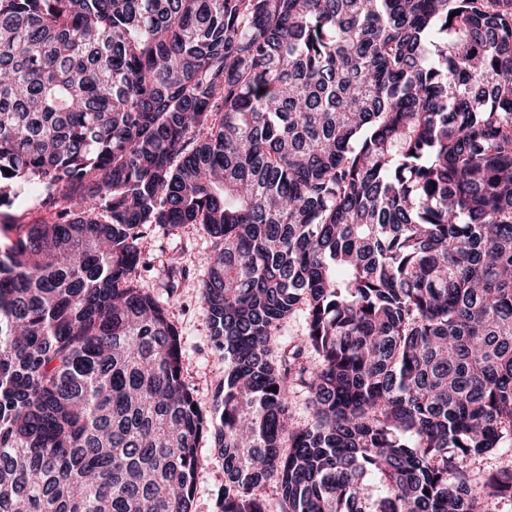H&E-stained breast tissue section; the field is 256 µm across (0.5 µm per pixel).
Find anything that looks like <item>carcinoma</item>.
<instances>
[{
  "instance_id": "obj_1",
  "label": "carcinoma",
  "mask_w": 512,
  "mask_h": 512,
  "mask_svg": "<svg viewBox=\"0 0 512 512\" xmlns=\"http://www.w3.org/2000/svg\"><path fill=\"white\" fill-rule=\"evenodd\" d=\"M21 183L54 220L0 251V512H192L206 433L219 512L512 502V457L467 468L512 439V0H0ZM183 224L212 417L132 279Z\"/></svg>"
}]
</instances>
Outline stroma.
Segmentation results:
<instances>
[{"instance_id":"1","label":"stroma","mask_w":512,"mask_h":512,"mask_svg":"<svg viewBox=\"0 0 512 512\" xmlns=\"http://www.w3.org/2000/svg\"><path fill=\"white\" fill-rule=\"evenodd\" d=\"M9 212L15 216L16 222L7 227L0 226V247L15 240L24 225L50 217L36 193L25 185L17 186ZM151 238V248L144 254L133 277L140 288L164 303L182 340L183 378L199 406L204 411H211L215 390L224 377V361L214 347L200 301L201 285L213 254V241L201 226L195 224L174 230L157 227ZM174 254L180 257L182 272L168 280L159 276L158 271ZM198 457L201 469L192 512H218L217 503L224 487V468L211 436L201 438Z\"/></svg>"}]
</instances>
